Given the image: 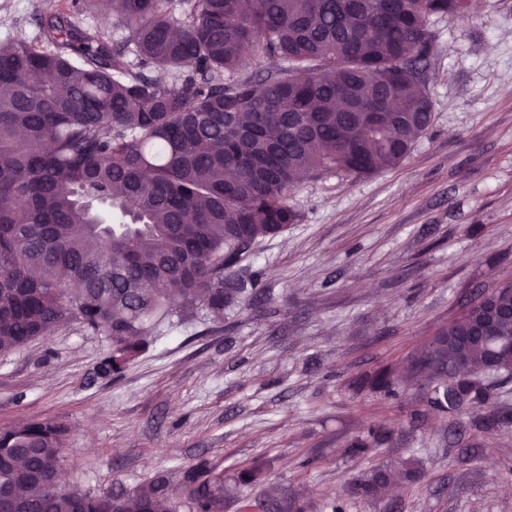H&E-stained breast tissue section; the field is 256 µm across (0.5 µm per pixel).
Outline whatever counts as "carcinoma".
Instances as JSON below:
<instances>
[{
    "instance_id": "carcinoma-1",
    "label": "carcinoma",
    "mask_w": 512,
    "mask_h": 512,
    "mask_svg": "<svg viewBox=\"0 0 512 512\" xmlns=\"http://www.w3.org/2000/svg\"><path fill=\"white\" fill-rule=\"evenodd\" d=\"M94 3L128 32L123 48L54 9L36 40L0 44V354L75 318L112 341L100 372L117 378L172 319L224 322L248 291L234 271L245 244L299 221V175L369 177L408 156L432 122L424 19L460 18L468 0H184L179 16L170 0ZM250 45L284 66L241 76ZM128 52L193 74L162 84ZM471 330L465 315L450 322L407 364L437 381L430 403L448 413L490 403V352L512 367V321L463 352L448 343ZM369 384L396 394L386 369ZM65 434L0 429L10 512H176L163 477L99 495L55 483ZM393 478L378 465L349 491L379 499ZM182 481L189 512H224L223 472L200 461ZM238 512L280 509L263 495Z\"/></svg>"
}]
</instances>
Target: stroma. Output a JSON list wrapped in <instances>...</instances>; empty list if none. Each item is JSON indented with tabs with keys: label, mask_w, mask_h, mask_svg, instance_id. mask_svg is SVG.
<instances>
[{
	"label": "stroma",
	"mask_w": 512,
	"mask_h": 512,
	"mask_svg": "<svg viewBox=\"0 0 512 512\" xmlns=\"http://www.w3.org/2000/svg\"><path fill=\"white\" fill-rule=\"evenodd\" d=\"M0 0V43L34 38L47 8ZM432 123L397 166L365 178L299 180L298 223L237 266L253 295L223 324L163 328L121 378L96 373L110 340L72 321L0 354V429L51 421L67 430V487L99 494L166 477L184 507L183 470L209 459L226 478L267 473L235 495L302 497L306 512H512V383L492 407L453 414L419 378L397 396L364 387L512 281V0H471L464 18L428 20ZM391 437L367 456L346 448L369 427ZM422 475L381 499L353 479L409 456Z\"/></svg>",
	"instance_id": "obj_1"
}]
</instances>
